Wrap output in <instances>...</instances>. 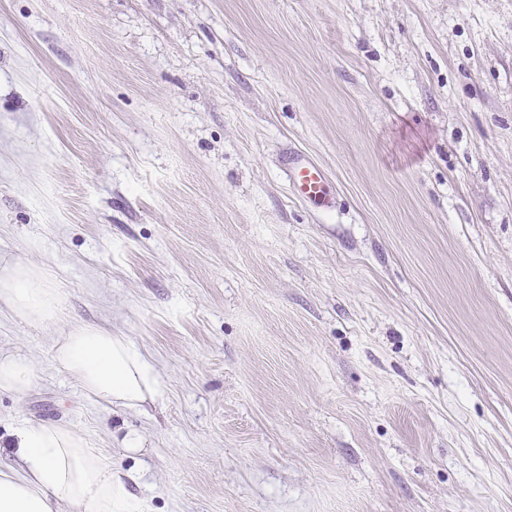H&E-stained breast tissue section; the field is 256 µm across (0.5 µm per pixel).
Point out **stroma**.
<instances>
[{
    "mask_svg": "<svg viewBox=\"0 0 512 512\" xmlns=\"http://www.w3.org/2000/svg\"><path fill=\"white\" fill-rule=\"evenodd\" d=\"M16 261L162 391L96 402L1 310V438L73 427L151 512H512V0H0ZM280 161L287 172L290 191L299 201L323 211L335 209L333 185L319 163L300 151H288ZM35 384L34 368L28 359L0 352V391L23 395L30 392Z\"/></svg>",
    "mask_w": 512,
    "mask_h": 512,
    "instance_id": "stroma-1",
    "label": "stroma"
}]
</instances>
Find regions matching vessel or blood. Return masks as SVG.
I'll use <instances>...</instances> for the list:
<instances>
[{"instance_id": "vessel-or-blood-1", "label": "vessel or blood", "mask_w": 512, "mask_h": 512, "mask_svg": "<svg viewBox=\"0 0 512 512\" xmlns=\"http://www.w3.org/2000/svg\"><path fill=\"white\" fill-rule=\"evenodd\" d=\"M291 193L301 202L331 211L336 206L333 185L327 171L312 157L300 151L281 155Z\"/></svg>"}]
</instances>
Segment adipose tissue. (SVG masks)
<instances>
[{
  "instance_id": "1",
  "label": "adipose tissue",
  "mask_w": 512,
  "mask_h": 512,
  "mask_svg": "<svg viewBox=\"0 0 512 512\" xmlns=\"http://www.w3.org/2000/svg\"><path fill=\"white\" fill-rule=\"evenodd\" d=\"M0 308L27 324L44 326L57 321L60 294L42 266L18 261L0 275ZM54 359L88 396L115 407L141 409L160 393L152 357L121 333L66 325ZM35 384L28 359L0 352V391L23 395ZM10 445L20 464L0 468V512H147L132 489L134 475L91 448L72 427L25 421Z\"/></svg>"
}]
</instances>
